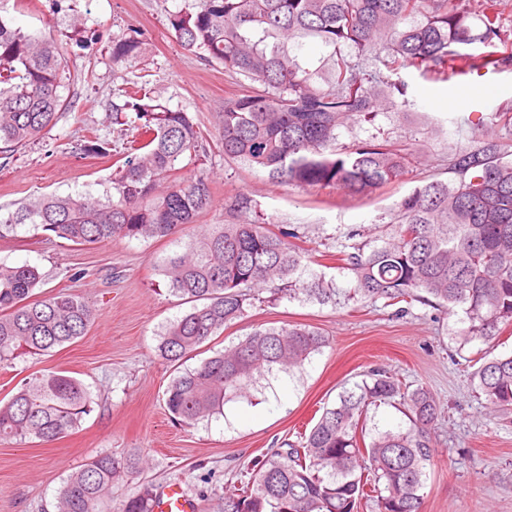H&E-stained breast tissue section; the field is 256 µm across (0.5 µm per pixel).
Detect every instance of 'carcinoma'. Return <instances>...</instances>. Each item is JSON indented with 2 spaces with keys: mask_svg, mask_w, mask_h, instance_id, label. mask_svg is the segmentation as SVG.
I'll return each instance as SVG.
<instances>
[{
  "mask_svg": "<svg viewBox=\"0 0 512 512\" xmlns=\"http://www.w3.org/2000/svg\"><path fill=\"white\" fill-rule=\"evenodd\" d=\"M511 4L488 0L475 18L461 0H200L196 10L171 15L169 28L184 50L255 82L224 100V158L259 166L284 185L365 193L401 177L410 154L375 137L338 152L339 128L354 115L366 119L411 105L408 85L391 80L402 70L446 81L461 60H475L476 69L512 68V39L501 19V8ZM307 39L325 48L316 61L301 57ZM141 50L135 33L114 39L112 63ZM66 71L54 38L24 33L0 14L3 158L39 140L67 109ZM112 112L114 123L139 132L112 172V196L104 203L44 196L0 213V238L25 224L76 245L159 240L190 229L211 203L205 178L176 177L204 156L198 125L147 91L125 94ZM454 170L455 182L432 181L400 201L391 240L368 252L357 247L339 261L354 276L351 295L383 300L400 313L415 302L460 310L467 323L460 346L478 341L492 349L512 325V160L504 145L488 141L459 151ZM290 236L255 221L188 234L184 250L161 264L171 294L191 304L160 334L165 359L178 363L195 352L241 318L270 282H282L278 292L290 299L328 300L333 289L307 273V256ZM41 280L35 266L0 263V364L71 343L95 318L93 306L76 294L33 298ZM327 344L305 325L257 329L175 376L166 409L187 426L209 420L256 377L300 371ZM481 360L472 373L476 392L489 408L512 414V354ZM94 402L70 375H35L0 406V441H56L79 427ZM380 404L403 409L409 426H368L371 408ZM440 418L430 389L372 369L338 394L308 434L270 449L240 475L222 512H422ZM136 465L132 456H97L63 484L56 512H106L112 485ZM156 496L153 485L142 484L118 512H154Z\"/></svg>",
  "mask_w": 512,
  "mask_h": 512,
  "instance_id": "cac0c4a2",
  "label": "carcinoma"
}]
</instances>
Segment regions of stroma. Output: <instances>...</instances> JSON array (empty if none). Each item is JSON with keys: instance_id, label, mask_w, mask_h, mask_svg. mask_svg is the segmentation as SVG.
<instances>
[{"instance_id": "1", "label": "stroma", "mask_w": 512, "mask_h": 512, "mask_svg": "<svg viewBox=\"0 0 512 512\" xmlns=\"http://www.w3.org/2000/svg\"><path fill=\"white\" fill-rule=\"evenodd\" d=\"M198 3L66 0L57 11L48 0H32L23 10H9L13 26L23 32L58 39L75 79L67 90L68 110L40 140L0 167V209L13 211L50 194L105 199L116 160L137 137L133 126L112 121L113 102L134 82L146 84L153 97L187 112L200 127L206 159L181 172L185 178L204 176L210 187L212 203L197 217V229L238 222L228 205L244 194L274 231H294L295 245L316 258L387 241L401 199L428 182L454 180L456 154L482 145L480 129L512 151V130L491 122L494 112L512 106V97L497 93L499 85L512 86V69L445 81L405 70L409 106L376 113L369 122L350 120L336 141L342 149L375 136L389 140L413 155L403 177L367 194L274 184L263 169L225 160L220 146L224 100L248 88L249 80L183 50L169 31L170 14L194 10ZM76 16L84 21L83 31L73 28ZM132 30L145 43L142 56L113 65V39ZM96 137L108 142L107 154L83 153L82 145ZM180 249L175 236L76 245L28 225L0 238V262L39 269L37 296L65 290L96 310L85 336L1 368L0 404L31 375L58 371L79 379L97 400L78 429L52 443L0 444V512H55L66 478L104 452L139 459L136 472L113 486V502L143 483L158 489L176 483L195 500L197 512H219L224 496L239 487L243 468L282 440H295L318 409L334 404L343 388L372 367L426 385L440 402L423 512H512V418L487 415L484 398L471 386L479 343L459 345V316L430 306L417 302L399 316L383 302L348 298L353 274L345 268L317 269L336 290L332 301L291 300L265 290L242 318L183 361L193 368L256 329L297 324L329 339L303 370L261 378L245 395L226 401L217 419L193 426L171 421L164 400L175 371L158 350L159 334L190 306L169 292L161 262ZM80 269L86 275L78 280L74 273Z\"/></svg>"}]
</instances>
